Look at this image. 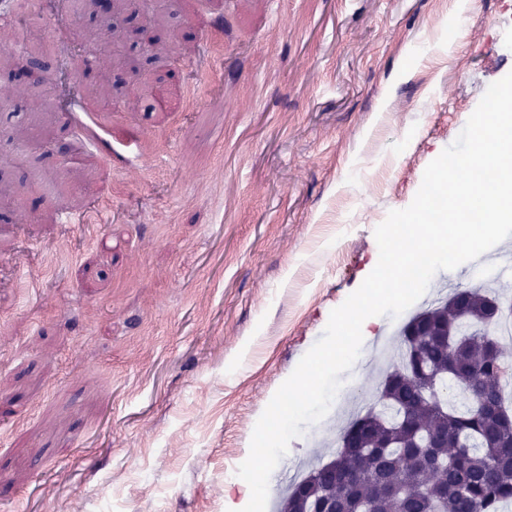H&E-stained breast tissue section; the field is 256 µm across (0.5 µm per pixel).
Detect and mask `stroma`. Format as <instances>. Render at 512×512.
<instances>
[{"instance_id":"stroma-1","label":"stroma","mask_w":512,"mask_h":512,"mask_svg":"<svg viewBox=\"0 0 512 512\" xmlns=\"http://www.w3.org/2000/svg\"><path fill=\"white\" fill-rule=\"evenodd\" d=\"M454 2L129 9L145 91L120 73L75 105L108 154L37 112L47 92L0 102V512H253L236 470L257 420L376 266V227L512 72V0H469L451 55L430 51ZM173 30L158 67L146 42ZM510 259L512 236L426 297ZM340 428L293 439L271 494Z\"/></svg>"}]
</instances>
